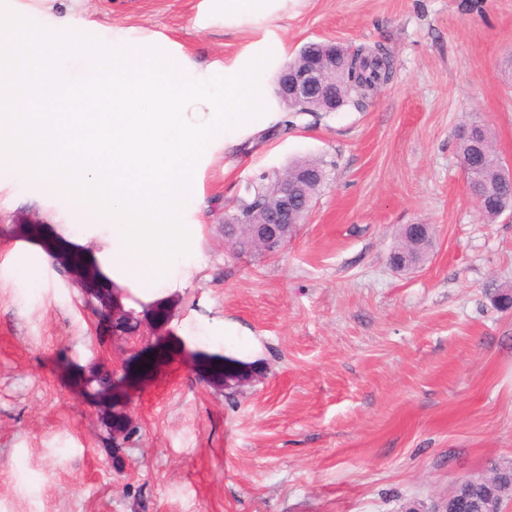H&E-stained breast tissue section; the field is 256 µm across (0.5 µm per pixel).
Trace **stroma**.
Segmentation results:
<instances>
[{"label":"stroma","mask_w":512,"mask_h":512,"mask_svg":"<svg viewBox=\"0 0 512 512\" xmlns=\"http://www.w3.org/2000/svg\"><path fill=\"white\" fill-rule=\"evenodd\" d=\"M201 0H84L90 18L179 43L199 65L267 39L382 46L393 77L336 112H286L196 176L202 270L142 304L159 346L114 388L113 445L78 379L100 334L68 255L29 199L0 190V512H431L456 484L512 465V221L485 222L456 134L490 129L512 163V0H288L269 24L202 29ZM326 164L306 223L277 255L224 239L246 184L300 158ZM434 227L420 268L389 255ZM30 251L48 285L8 262ZM169 318L155 326L154 307ZM241 378L212 388L214 364Z\"/></svg>","instance_id":"35a3bbf8"}]
</instances>
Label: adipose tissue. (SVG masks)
Returning <instances> with one entry per match:
<instances>
[{"instance_id": "obj_1", "label": "adipose tissue", "mask_w": 512, "mask_h": 512, "mask_svg": "<svg viewBox=\"0 0 512 512\" xmlns=\"http://www.w3.org/2000/svg\"><path fill=\"white\" fill-rule=\"evenodd\" d=\"M286 3L202 0L198 21H269ZM282 56L267 41L202 67L166 37L0 0V97L28 76L25 108L0 109V164L106 285L151 303L190 277L201 239L195 173L213 148L271 121L268 81ZM105 187V213L85 221Z\"/></svg>"}]
</instances>
